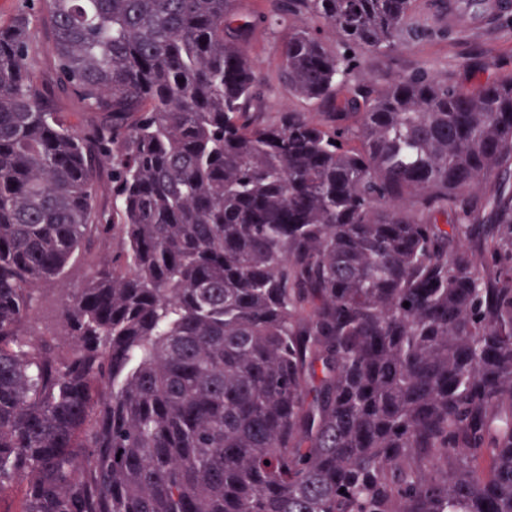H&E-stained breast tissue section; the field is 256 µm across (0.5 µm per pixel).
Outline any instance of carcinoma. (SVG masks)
<instances>
[{
    "instance_id": "obj_1",
    "label": "carcinoma",
    "mask_w": 512,
    "mask_h": 512,
    "mask_svg": "<svg viewBox=\"0 0 512 512\" xmlns=\"http://www.w3.org/2000/svg\"><path fill=\"white\" fill-rule=\"evenodd\" d=\"M240 4L35 0L0 26V491L24 482L21 512H512V75L375 85L357 54L493 5L429 25L416 0ZM295 15L279 79L324 113L258 124L245 43ZM114 233L62 306L69 348L32 338L34 287Z\"/></svg>"
}]
</instances>
